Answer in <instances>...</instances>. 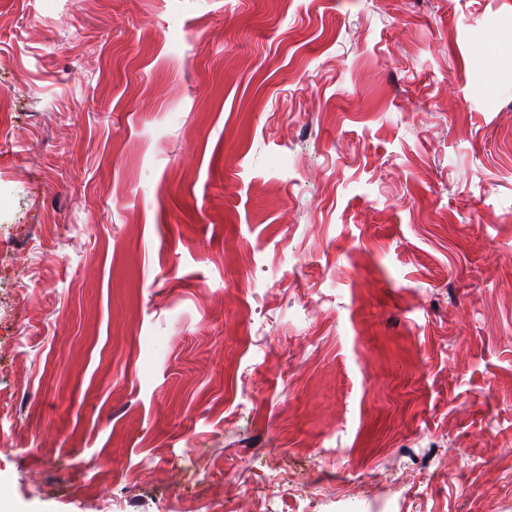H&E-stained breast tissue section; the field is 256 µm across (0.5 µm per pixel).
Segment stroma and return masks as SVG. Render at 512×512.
Wrapping results in <instances>:
<instances>
[{"mask_svg":"<svg viewBox=\"0 0 512 512\" xmlns=\"http://www.w3.org/2000/svg\"><path fill=\"white\" fill-rule=\"evenodd\" d=\"M15 512H512V0H0Z\"/></svg>","mask_w":512,"mask_h":512,"instance_id":"1","label":"stroma"}]
</instances>
